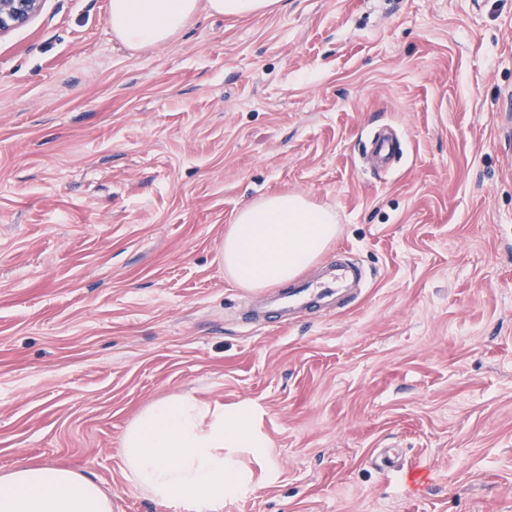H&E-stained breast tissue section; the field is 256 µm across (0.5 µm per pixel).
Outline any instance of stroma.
Segmentation results:
<instances>
[{
	"label": "stroma",
	"mask_w": 512,
	"mask_h": 512,
	"mask_svg": "<svg viewBox=\"0 0 512 512\" xmlns=\"http://www.w3.org/2000/svg\"><path fill=\"white\" fill-rule=\"evenodd\" d=\"M110 0L0 36V473L124 472L145 405L251 402L224 512H512V0H286L127 48ZM400 150L374 170L367 133ZM334 208L365 283L288 320L224 274L237 212ZM384 448L425 467L407 490Z\"/></svg>",
	"instance_id": "obj_1"
}]
</instances>
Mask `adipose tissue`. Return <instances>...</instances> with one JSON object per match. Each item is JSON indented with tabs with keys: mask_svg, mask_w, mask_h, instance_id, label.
Wrapping results in <instances>:
<instances>
[{
	"mask_svg": "<svg viewBox=\"0 0 512 512\" xmlns=\"http://www.w3.org/2000/svg\"><path fill=\"white\" fill-rule=\"evenodd\" d=\"M280 0H110L109 23L127 47L170 41L199 7L225 16L274 10ZM339 232L335 211L298 193H273L238 212L224 235V270L241 288L288 283L312 266ZM258 410L191 393L161 398L128 424L122 457L135 485L169 512H223L224 493L247 484L230 454L263 448ZM0 512H112L95 479L69 468L21 464L0 475Z\"/></svg>",
	"mask_w": 512,
	"mask_h": 512,
	"instance_id": "adipose-tissue-1",
	"label": "adipose tissue"
}]
</instances>
